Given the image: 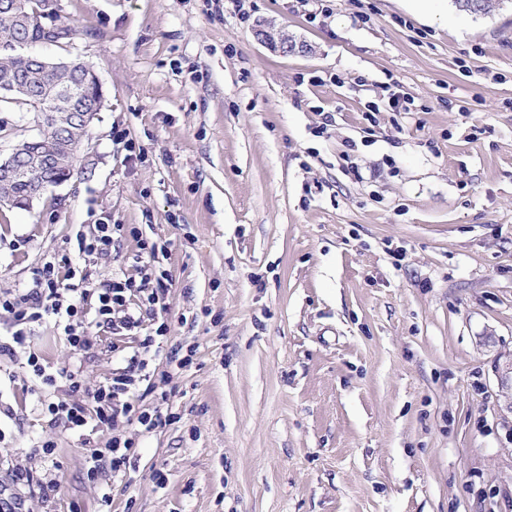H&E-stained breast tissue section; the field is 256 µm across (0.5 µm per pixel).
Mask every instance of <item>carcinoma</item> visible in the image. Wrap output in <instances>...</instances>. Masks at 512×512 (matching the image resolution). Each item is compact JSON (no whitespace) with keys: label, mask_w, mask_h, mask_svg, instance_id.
<instances>
[{"label":"carcinoma","mask_w":512,"mask_h":512,"mask_svg":"<svg viewBox=\"0 0 512 512\" xmlns=\"http://www.w3.org/2000/svg\"><path fill=\"white\" fill-rule=\"evenodd\" d=\"M46 0H18L21 4L20 15L0 8V45L11 42H38L45 37V24L54 22L60 31L68 36L74 30L60 21L59 13L51 19L43 18V4ZM500 0H456L460 10L470 14H488ZM89 63L80 59L70 60V68L55 73H43L33 67L29 57L21 52L4 54L0 52V84L10 83L18 91L7 97H0V107L8 108L21 104L33 114V122L38 134L54 137L58 134L56 126L45 118L54 110L63 111L69 93L74 92L85 97L95 95V85L87 76ZM74 159L63 155L54 167L35 173L28 179L14 183H0V207L21 208L27 201L44 193L49 184L68 178Z\"/></svg>","instance_id":"carcinoma-1"}]
</instances>
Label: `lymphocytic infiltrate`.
I'll list each match as a JSON object with an SVG mask.
<instances>
[{
  "label": "lymphocytic infiltrate",
  "instance_id": "obj_1",
  "mask_svg": "<svg viewBox=\"0 0 512 512\" xmlns=\"http://www.w3.org/2000/svg\"><path fill=\"white\" fill-rule=\"evenodd\" d=\"M140 272V279H115L95 288L86 279L77 278L74 268L63 269L49 261L34 269L28 287L0 296V308L11 313L17 325L11 341L0 340L1 357L13 355L15 345L23 343L24 325L46 317L54 318L66 343L77 355L89 349L94 329L111 324L113 312H120L119 322L127 330L140 327L147 314L159 320L154 335L140 341L124 371L90 393L89 404L63 398L44 400L52 421L64 422L76 432L90 424L110 427L120 420L147 432L161 423L159 411L143 409L132 401L120 406L114 403L118 393L129 392L137 381L149 379L147 356L157 338L166 336L170 330L168 323L161 319L167 310L165 289H147L145 283L151 278L149 266H141ZM90 297L97 300L91 314L84 308L85 300ZM134 446L133 438L117 435L110 438L106 447L88 449L85 457L88 477L98 479L107 470L113 479L123 480Z\"/></svg>",
  "mask_w": 512,
  "mask_h": 512
}]
</instances>
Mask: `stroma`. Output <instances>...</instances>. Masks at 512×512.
I'll list each match as a JSON object with an SVG mask.
<instances>
[{"label": "stroma", "instance_id": "1", "mask_svg": "<svg viewBox=\"0 0 512 512\" xmlns=\"http://www.w3.org/2000/svg\"><path fill=\"white\" fill-rule=\"evenodd\" d=\"M59 6L76 34L38 51L92 63L105 102L71 178L0 210V292L65 255L93 286L136 279L141 239L167 245L149 368L171 373L175 418L135 434L123 482L90 480L111 430L50 422L28 357L80 366L82 402L153 322L97 329L78 358L29 324L0 358V486L35 469L27 512H512L494 377L512 353V0ZM260 19L308 52L258 41ZM102 223L127 232L76 255Z\"/></svg>", "mask_w": 512, "mask_h": 512}]
</instances>
